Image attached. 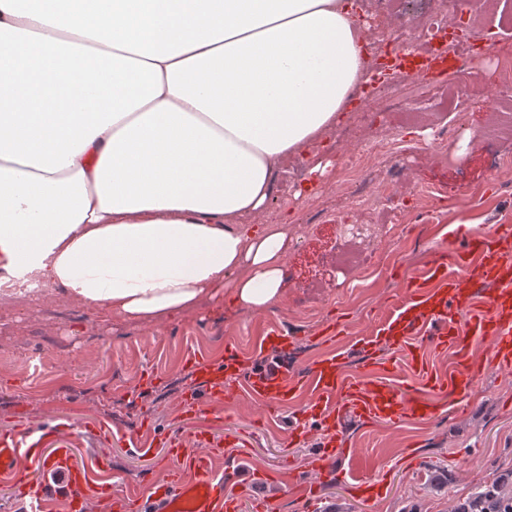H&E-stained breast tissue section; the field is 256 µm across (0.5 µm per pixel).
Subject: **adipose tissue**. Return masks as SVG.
Masks as SVG:
<instances>
[{
	"label": "adipose tissue",
	"instance_id": "1",
	"mask_svg": "<svg viewBox=\"0 0 512 512\" xmlns=\"http://www.w3.org/2000/svg\"><path fill=\"white\" fill-rule=\"evenodd\" d=\"M0 0V287L139 324L283 298L250 224L369 79L349 0Z\"/></svg>",
	"mask_w": 512,
	"mask_h": 512
}]
</instances>
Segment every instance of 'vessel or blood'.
<instances>
[{
    "mask_svg": "<svg viewBox=\"0 0 512 512\" xmlns=\"http://www.w3.org/2000/svg\"><path fill=\"white\" fill-rule=\"evenodd\" d=\"M410 69L448 70L447 57L411 53L402 59ZM423 337L434 351L449 350L453 361L444 373L433 372L423 349L410 343ZM397 345L400 356L376 360L381 343ZM365 360L361 373L343 372V358L329 353L312 361L305 371L281 369L249 373L244 385L233 382L237 359L226 353L222 365L198 364V384L184 399L200 408H216L243 399L265 402L270 408L301 401L292 440L304 441L313 430L327 434L312 465L322 480L335 477L330 460L346 443L338 434L340 417L352 409L364 421L388 423L428 421L442 411L466 410L489 372H512V225L488 229L452 228L432 254L424 277L409 280L404 295L376 321L371 332L356 340ZM44 432L25 427L0 433V476L28 475V507L42 506L46 491L37 474L62 478L68 512H87L91 496L111 497L114 512L136 504L140 512H240L238 497L225 494L209 474L210 459L223 456L224 441L210 431L191 437L171 434L165 440L169 458L195 473L191 479L149 484L122 498L109 487H93L89 472L73 460L67 433L52 449L44 447Z\"/></svg>",
    "mask_w": 512,
    "mask_h": 512,
    "instance_id": "vessel-or-blood-1",
    "label": "vessel or blood"
}]
</instances>
